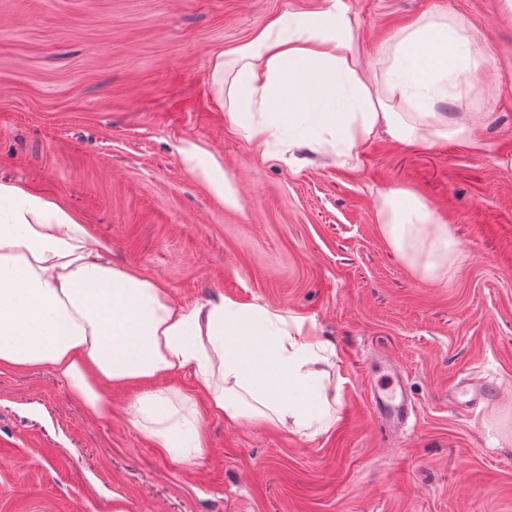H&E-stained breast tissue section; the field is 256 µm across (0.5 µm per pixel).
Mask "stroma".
<instances>
[{
	"label": "stroma",
	"mask_w": 512,
	"mask_h": 512,
	"mask_svg": "<svg viewBox=\"0 0 512 512\" xmlns=\"http://www.w3.org/2000/svg\"><path fill=\"white\" fill-rule=\"evenodd\" d=\"M353 49L376 62L412 23L465 18L487 61L440 104L479 143L382 134L342 162L260 149L231 123L215 58L319 0H0V177L60 200L113 266L178 305L230 299L303 320L335 352L336 420L315 435L213 415L187 369L205 448L176 462L137 429L136 383L96 419L44 367H0V512H512V10L505 0H349ZM215 157L231 207L184 164ZM415 194L460 258L425 280L383 236L380 190ZM403 376L406 425L385 430L370 382ZM474 379L486 398L448 399Z\"/></svg>",
	"instance_id": "obj_1"
}]
</instances>
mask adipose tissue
I'll return each instance as SVG.
<instances>
[{
  "mask_svg": "<svg viewBox=\"0 0 512 512\" xmlns=\"http://www.w3.org/2000/svg\"><path fill=\"white\" fill-rule=\"evenodd\" d=\"M353 24L348 0H321L318 9L278 15L233 49L232 77L216 58L213 80L227 89L234 126L259 147L284 138L348 158L381 129L407 144L476 142V128L449 127L435 110L449 82L484 60L462 19L404 29L380 90L353 50ZM180 153L214 194L236 205L214 157L191 142ZM379 198L390 243L407 258L423 254L424 277L447 276L456 247L447 224L405 190ZM329 348L302 320L262 305L176 306L156 281L112 267L69 206L0 178V366L51 369L93 417L112 413L104 386L141 384L128 405L131 424L175 459L200 458L203 433L188 397L159 384L190 368L211 412L226 420L316 423L325 431L336 407L312 365Z\"/></svg>",
  "mask_w": 512,
  "mask_h": 512,
  "instance_id": "ef3b65f1",
  "label": "adipose tissue"
}]
</instances>
